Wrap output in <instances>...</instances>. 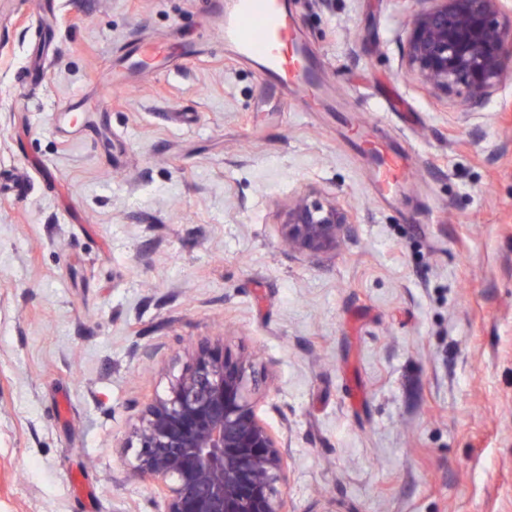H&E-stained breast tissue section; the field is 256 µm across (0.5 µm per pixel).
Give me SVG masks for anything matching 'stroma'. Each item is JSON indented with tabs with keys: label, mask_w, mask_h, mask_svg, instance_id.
I'll return each instance as SVG.
<instances>
[{
	"label": "stroma",
	"mask_w": 512,
	"mask_h": 512,
	"mask_svg": "<svg viewBox=\"0 0 512 512\" xmlns=\"http://www.w3.org/2000/svg\"><path fill=\"white\" fill-rule=\"evenodd\" d=\"M285 2L317 110L225 46L224 0H0V512H158L135 408L217 336L290 512H512V60L471 111L406 70L418 0ZM309 187L360 214L335 250L280 241ZM356 145L363 152L373 153L382 157V165L377 174V188L380 192L403 183L406 170L401 154L391 153L387 144L377 137H360Z\"/></svg>",
	"instance_id": "35a3bbf8"
}]
</instances>
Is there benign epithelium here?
<instances>
[{
	"label": "benign epithelium",
	"instance_id": "7a95c632",
	"mask_svg": "<svg viewBox=\"0 0 512 512\" xmlns=\"http://www.w3.org/2000/svg\"><path fill=\"white\" fill-rule=\"evenodd\" d=\"M405 32L408 73L434 94L484 105L512 57L503 0H420ZM355 214L311 189L288 202L281 238L292 249L333 250ZM248 364L199 343L168 393L142 405L132 476L157 485L162 512H288L282 444L260 418Z\"/></svg>",
	"mask_w": 512,
	"mask_h": 512
}]
</instances>
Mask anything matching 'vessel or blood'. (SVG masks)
<instances>
[{"mask_svg":"<svg viewBox=\"0 0 512 512\" xmlns=\"http://www.w3.org/2000/svg\"><path fill=\"white\" fill-rule=\"evenodd\" d=\"M224 43L238 56L254 61L259 73L274 86L319 82L315 65L300 50L284 0H230L224 12ZM357 145L382 158L377 174L379 191L403 183L406 170L401 154L390 152L376 137L359 138Z\"/></svg>","mask_w":512,"mask_h":512,"instance_id":"b4317fda","label":"vessel or blood"}]
</instances>
